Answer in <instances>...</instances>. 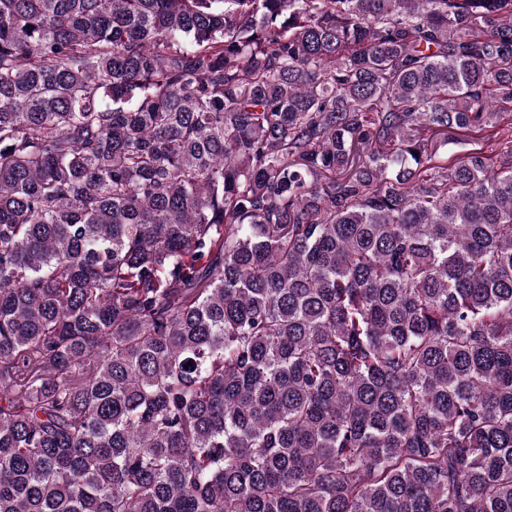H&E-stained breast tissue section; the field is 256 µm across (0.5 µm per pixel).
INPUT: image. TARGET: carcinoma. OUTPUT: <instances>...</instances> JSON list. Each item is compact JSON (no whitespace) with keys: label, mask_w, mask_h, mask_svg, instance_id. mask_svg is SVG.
<instances>
[{"label":"carcinoma","mask_w":512,"mask_h":512,"mask_svg":"<svg viewBox=\"0 0 512 512\" xmlns=\"http://www.w3.org/2000/svg\"><path fill=\"white\" fill-rule=\"evenodd\" d=\"M0 512H512V0H0ZM462 144L448 145V155L453 154L461 149H481L487 155H494L498 152L500 145L496 139H489L485 135H476L473 133L468 137H462Z\"/></svg>","instance_id":"carcinoma-1"}]
</instances>
